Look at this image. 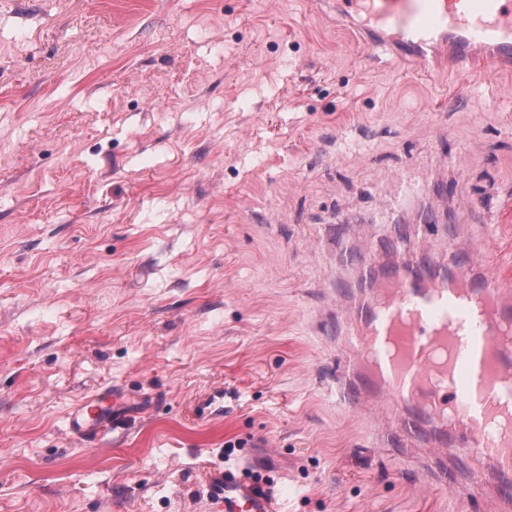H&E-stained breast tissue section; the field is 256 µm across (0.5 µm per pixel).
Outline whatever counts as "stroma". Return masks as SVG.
<instances>
[{
	"mask_svg": "<svg viewBox=\"0 0 512 512\" xmlns=\"http://www.w3.org/2000/svg\"><path fill=\"white\" fill-rule=\"evenodd\" d=\"M336 0H0V512H482L336 405L396 221L512 265V76L362 52ZM224 391V414L201 400ZM116 390L119 441L65 435ZM214 493L224 498V512H275L273 499L259 494L234 475L224 476L216 483Z\"/></svg>",
	"mask_w": 512,
	"mask_h": 512,
	"instance_id": "1",
	"label": "stroma"
}]
</instances>
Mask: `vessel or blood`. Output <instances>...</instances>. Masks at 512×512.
<instances>
[{
  "mask_svg": "<svg viewBox=\"0 0 512 512\" xmlns=\"http://www.w3.org/2000/svg\"><path fill=\"white\" fill-rule=\"evenodd\" d=\"M354 14L419 69L479 63L512 71V0H344L338 18ZM414 254L398 248L383 277L361 265L359 301L341 330L336 401L346 408L381 397L379 426L398 424L411 447L426 450L432 485L481 499L486 512H512V291L498 276L470 266L447 272ZM475 301L490 320L473 318ZM66 419L67 434L93 439L121 435L124 425L100 394ZM451 446L476 464L467 481L445 462ZM214 492L224 512H275L270 496L233 475Z\"/></svg>",
  "mask_w": 512,
  "mask_h": 512,
  "instance_id": "obj_1",
  "label": "vessel or blood"
}]
</instances>
